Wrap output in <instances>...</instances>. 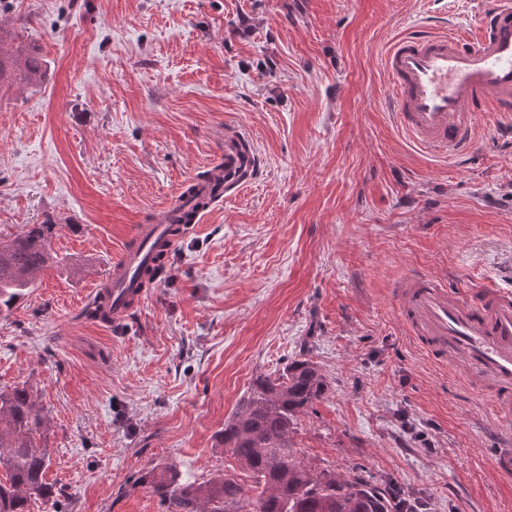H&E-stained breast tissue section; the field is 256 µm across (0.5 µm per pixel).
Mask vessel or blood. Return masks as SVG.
I'll list each match as a JSON object with an SVG mask.
<instances>
[{"mask_svg":"<svg viewBox=\"0 0 512 512\" xmlns=\"http://www.w3.org/2000/svg\"><path fill=\"white\" fill-rule=\"evenodd\" d=\"M383 66L395 92L392 119L419 149L469 156L480 112L498 113L512 134V0H489L465 37L428 28L398 37ZM244 140L225 135L223 162L211 181L198 185L210 203L240 192L252 178L256 157ZM176 243L168 221L140 226L98 281L113 317L142 302L141 269L168 257ZM395 289L397 315L426 357L489 391L493 408L512 401L511 289L483 281L454 290L426 273L399 279Z\"/></svg>","mask_w":512,"mask_h":512,"instance_id":"b4317fda","label":"vessel or blood"}]
</instances>
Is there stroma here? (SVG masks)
I'll return each instance as SVG.
<instances>
[{"mask_svg": "<svg viewBox=\"0 0 512 512\" xmlns=\"http://www.w3.org/2000/svg\"><path fill=\"white\" fill-rule=\"evenodd\" d=\"M486 0H0L46 76L0 91V240L56 224L57 256L0 314V388L48 418L66 512H160L128 482L204 481L252 380L308 357L328 390L293 435L306 466L363 469L428 512H512V421L427 360L394 284L512 288V137L466 161L408 145L381 67L425 24L467 35ZM249 133L261 167L212 205L139 307L82 317L97 277L187 180Z\"/></svg>", "mask_w": 512, "mask_h": 512, "instance_id": "35a3bbf8", "label": "stroma"}]
</instances>
